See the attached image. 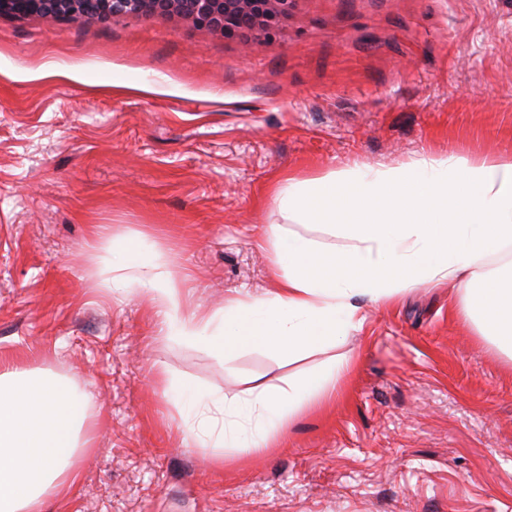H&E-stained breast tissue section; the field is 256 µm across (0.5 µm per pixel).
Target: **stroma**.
Returning <instances> with one entry per match:
<instances>
[{
	"label": "stroma",
	"mask_w": 512,
	"mask_h": 512,
	"mask_svg": "<svg viewBox=\"0 0 512 512\" xmlns=\"http://www.w3.org/2000/svg\"><path fill=\"white\" fill-rule=\"evenodd\" d=\"M421 155L512 157V0H295L270 38L118 16L0 15V373L91 393L79 479L45 512H512V363L462 284L364 303L335 401L223 463L171 384L232 398L325 359H223L108 293L94 227L141 233L199 309L275 286L274 186Z\"/></svg>",
	"instance_id": "stroma-1"
}]
</instances>
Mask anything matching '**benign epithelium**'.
I'll list each match as a JSON object with an SVG mask.
<instances>
[{"instance_id": "1", "label": "benign epithelium", "mask_w": 512, "mask_h": 512, "mask_svg": "<svg viewBox=\"0 0 512 512\" xmlns=\"http://www.w3.org/2000/svg\"><path fill=\"white\" fill-rule=\"evenodd\" d=\"M293 0H0V14L103 22L120 15L164 18L206 28L227 39L271 35Z\"/></svg>"}]
</instances>
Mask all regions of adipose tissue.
I'll return each instance as SVG.
<instances>
[{
	"label": "adipose tissue",
	"instance_id": "obj_1",
	"mask_svg": "<svg viewBox=\"0 0 512 512\" xmlns=\"http://www.w3.org/2000/svg\"><path fill=\"white\" fill-rule=\"evenodd\" d=\"M294 227H272L275 288L264 298H239L218 313L189 307L140 237L111 241L112 276L105 287L137 288L153 303L163 336L195 343L228 358L244 349L281 359L327 353L316 371L281 388L256 384L229 398L182 385L175 396L188 421L187 439L222 454H248L284 436L298 415L335 400L352 373V358L335 354L362 330L365 297L385 304L420 284L472 281L488 256L512 250V157L472 160L422 157L394 169L333 170L276 189ZM299 224L322 225L342 239L356 274L317 273L328 252ZM498 298L478 308L465 294L460 314L497 353L512 360V262L490 271ZM89 393L75 382L16 369L0 374V512H44L49 497L78 479V455Z\"/></svg>",
	"mask_w": 512,
	"mask_h": 512
}]
</instances>
